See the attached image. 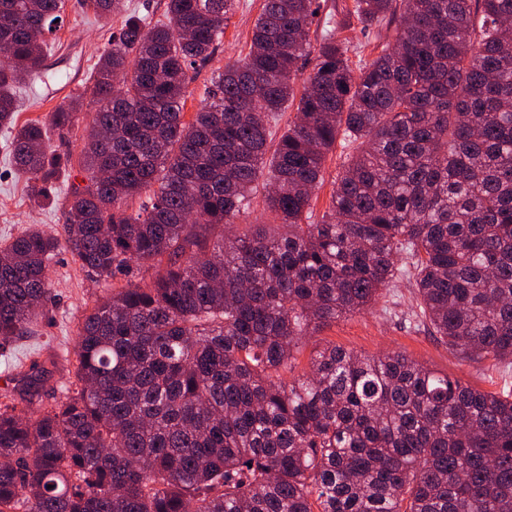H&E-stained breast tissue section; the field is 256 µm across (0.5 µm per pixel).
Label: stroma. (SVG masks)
Masks as SVG:
<instances>
[{
    "mask_svg": "<svg viewBox=\"0 0 512 512\" xmlns=\"http://www.w3.org/2000/svg\"><path fill=\"white\" fill-rule=\"evenodd\" d=\"M321 13L335 14L344 22L338 39L348 41L351 60L374 58L372 46H359L360 24L349 15L352 0H319ZM263 0H239L235 13L227 21L221 47L209 67L203 68L192 83L184 106L185 121H192L206 100V89L213 69L243 57L248 49L254 22ZM120 17L106 20L83 7L80 0H67L63 20L44 36L47 55L44 69L15 89L18 122L49 121L51 112L70 97L83 96L87 104L81 123L92 120L90 105L91 73L106 48ZM10 138L0 129V243L36 225L59 235L64 228L67 192L82 181L78 171L61 174L50 199L35 203L24 179L10 161ZM55 299L33 327L32 335L16 339L0 349V390L7 378L17 375L18 365L29 358L46 360L50 373L41 388L43 400L67 383L75 361L76 328L95 302L112 292L111 279L94 282L85 277L71 252L59 249L51 264ZM333 344L362 355H379L392 350L404 352L434 372L460 380L468 386L498 392L512 385V365L470 363L462 360L447 345L431 335L418 311L415 282L397 277L367 311L338 318L323 328L301 348L295 361L294 375L309 368L316 351Z\"/></svg>",
    "mask_w": 512,
    "mask_h": 512,
    "instance_id": "1",
    "label": "stroma"
}]
</instances>
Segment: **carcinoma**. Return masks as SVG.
<instances>
[{"label": "carcinoma", "instance_id": "1", "mask_svg": "<svg viewBox=\"0 0 512 512\" xmlns=\"http://www.w3.org/2000/svg\"><path fill=\"white\" fill-rule=\"evenodd\" d=\"M235 0L119 15L78 159L50 124H16L13 86L41 72L65 0H0V128L33 199L78 165L64 237L0 246V346L28 336L68 249L126 279L77 325L72 380L0 402V512H512V391L466 386L401 351L334 345L285 381L303 340L415 270L420 313L462 359L512 364V0H353L360 33L395 24L353 68L319 0H264L245 57L213 73ZM311 72L304 74L308 64ZM301 92H295L297 81ZM298 101L275 146L270 123ZM356 146L329 209L312 200L337 141ZM263 188L270 224L229 234ZM150 264L155 277L144 282Z\"/></svg>", "mask_w": 512, "mask_h": 512}]
</instances>
